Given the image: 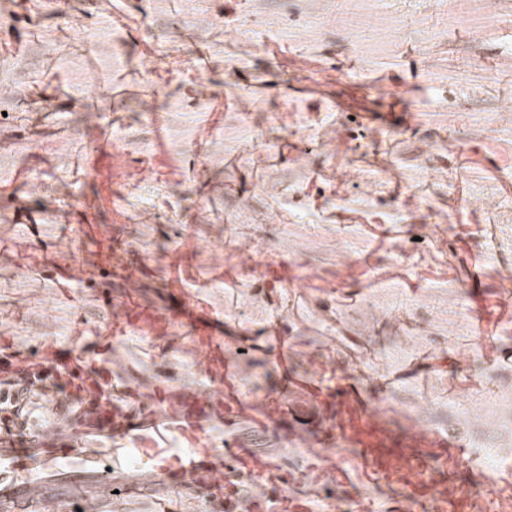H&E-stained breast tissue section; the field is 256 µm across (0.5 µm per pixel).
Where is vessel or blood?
I'll use <instances>...</instances> for the list:
<instances>
[{"instance_id": "1", "label": "vessel or blood", "mask_w": 512, "mask_h": 512, "mask_svg": "<svg viewBox=\"0 0 512 512\" xmlns=\"http://www.w3.org/2000/svg\"><path fill=\"white\" fill-rule=\"evenodd\" d=\"M67 368L77 371L78 384L88 390L111 382L104 366L86 372L73 358ZM153 402L191 430L210 421L224 423L228 430L224 449L216 456L200 448L170 449L157 466L155 494L186 490L210 497L223 488L225 474L244 477L248 456L235 434L239 419L222 398L163 391ZM83 405L84 416L64 426L17 428L9 436L0 433V512H58L60 505L74 500L80 501L81 512H99L107 499L140 492L139 480L117 476L129 459L138 456V449L113 447L112 440L149 430L153 418L141 406L116 408L110 401L90 398Z\"/></svg>"}]
</instances>
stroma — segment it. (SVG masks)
<instances>
[{
    "label": "stroma",
    "instance_id": "stroma-1",
    "mask_svg": "<svg viewBox=\"0 0 512 512\" xmlns=\"http://www.w3.org/2000/svg\"><path fill=\"white\" fill-rule=\"evenodd\" d=\"M102 142L92 178L80 158ZM180 287L223 383L173 316ZM0 348L106 366L116 403L231 385L262 463L238 512H411L450 488L499 512L512 0H0ZM262 400L301 441L253 426ZM155 418L113 447L224 446L220 423ZM340 422L362 444L323 440ZM411 428L466 440L469 460Z\"/></svg>",
    "mask_w": 512,
    "mask_h": 512
}]
</instances>
